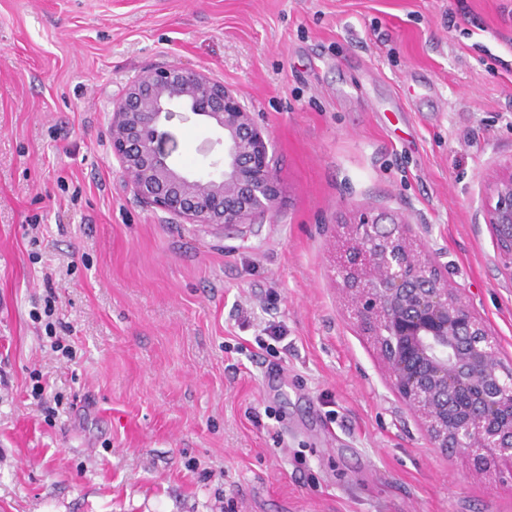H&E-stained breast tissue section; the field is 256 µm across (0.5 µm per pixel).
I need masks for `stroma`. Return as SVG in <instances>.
Wrapping results in <instances>:
<instances>
[{
    "instance_id": "obj_1",
    "label": "stroma",
    "mask_w": 512,
    "mask_h": 512,
    "mask_svg": "<svg viewBox=\"0 0 512 512\" xmlns=\"http://www.w3.org/2000/svg\"><path fill=\"white\" fill-rule=\"evenodd\" d=\"M167 64L263 131L255 223H180L113 156L114 101ZM159 131L190 173L224 152L188 112ZM511 157L512 0H0V512H512L336 277L361 212L405 215L512 369L480 216Z\"/></svg>"
}]
</instances>
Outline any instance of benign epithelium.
<instances>
[{"label":"benign epithelium","mask_w":512,"mask_h":512,"mask_svg":"<svg viewBox=\"0 0 512 512\" xmlns=\"http://www.w3.org/2000/svg\"><path fill=\"white\" fill-rule=\"evenodd\" d=\"M224 135L213 171L192 177L174 165L159 134L174 109ZM112 153L137 197L188 224H244L273 210L279 183L268 142L237 92L205 71L156 66L113 104ZM484 223L512 274V157L487 178ZM340 265L354 316L372 336L397 396L421 415L433 446L477 450L512 475V370L448 278V266L421 256L413 222L364 212Z\"/></svg>","instance_id":"benign-epithelium-1"}]
</instances>
